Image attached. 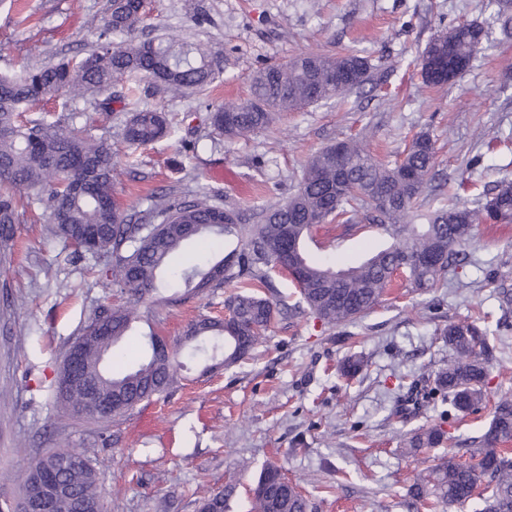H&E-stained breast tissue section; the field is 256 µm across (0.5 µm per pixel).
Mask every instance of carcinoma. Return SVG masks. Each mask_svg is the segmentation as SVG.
Wrapping results in <instances>:
<instances>
[{
  "instance_id": "carcinoma-1",
  "label": "carcinoma",
  "mask_w": 512,
  "mask_h": 512,
  "mask_svg": "<svg viewBox=\"0 0 512 512\" xmlns=\"http://www.w3.org/2000/svg\"><path fill=\"white\" fill-rule=\"evenodd\" d=\"M147 18L145 0H112L103 18L99 41L78 61L27 68L0 75V258L13 247L19 223L16 192L48 183L50 232L73 253L108 254L112 264L101 276L106 288H117L134 302L156 290L171 257L190 241L224 238L230 248L221 259L186 267L177 273L180 302L208 288L232 285L237 291L224 302L227 318L199 317L187 336H224V366L245 359L274 318L273 302L261 290L273 287L271 272L288 268V259L274 244L286 233L304 241L322 224H353L364 215L393 239L356 266L335 271L300 249L298 312L310 314L325 326H338L369 313L384 301L396 279L400 287L433 292L446 285L448 269L464 263L465 251L476 238L479 224L512 223V182L504 179L475 206L443 201L424 214L417 205L436 164L435 142L427 133L415 136L404 156L392 165L367 152L362 142L348 138L328 145L307 160L296 190L280 203L249 215L236 205L221 207L203 197L181 201L167 193L152 197L151 206L128 214L112 192L114 155L107 142L82 131H67L44 118L23 120L29 105L61 95L84 97L107 92L126 81L121 97L129 113L124 139L145 146L167 136L166 113L145 107L135 84L147 77L166 90H203L215 79L216 64L200 43L173 40L164 46L137 33ZM451 49L444 68L448 77L461 74L493 43V24H460L448 29ZM352 73L350 83H335L336 68ZM374 64L365 52L351 48L336 55L301 54L282 65L258 70L249 97L226 99L208 115L214 130L238 138L267 130L282 112L296 110L359 91L373 80ZM135 319L129 306H102L77 338L82 350L81 372L102 395L112 397V410L87 409L83 388L68 381L66 367L56 379V399L75 418L109 421L132 414L154 395L167 390L179 366L178 351L152 352L122 373L108 370L101 357L126 335ZM440 335L454 356L434 373L425 397H441L460 412H476L487 397V367L491 356L488 330L477 321L446 325ZM487 430L476 446L455 452L436 465L426 484L409 491L408 512L423 505L434 509L472 499L478 512H512V400L494 403ZM449 440L439 426L420 428L408 437L409 451L437 448ZM81 465L66 479L79 494L106 512L97 489L89 449L74 450ZM257 484L264 493L251 496L249 512H307L308 502L280 467L269 464Z\"/></svg>"
}]
</instances>
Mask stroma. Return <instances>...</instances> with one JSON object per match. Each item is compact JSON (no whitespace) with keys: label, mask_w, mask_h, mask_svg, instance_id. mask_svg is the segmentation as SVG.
<instances>
[{"label":"stroma","mask_w":512,"mask_h":512,"mask_svg":"<svg viewBox=\"0 0 512 512\" xmlns=\"http://www.w3.org/2000/svg\"><path fill=\"white\" fill-rule=\"evenodd\" d=\"M110 0H0V74L85 56L98 38L95 24ZM500 0H149L143 38L174 36L204 43L221 62L201 93L164 91L140 81L143 104L184 117L158 142L130 151L120 103L96 108L92 98L63 95L26 110V118L83 127L117 155L114 194L122 209L143 211L152 195L181 200L209 196L260 210L298 183L311 154L359 138L373 156L401 157L412 138L429 133L438 151L425 205L451 195L460 173L475 205L497 181H512V36L447 85L428 88L411 62L439 30L480 23ZM357 46L376 65L375 83L347 101H323L282 113L267 130L227 139L210 126V110L247 97L252 75L301 53L336 54ZM38 194L16 229V245L0 262V504L16 503L35 458L60 448L94 449L93 466L108 512H197L210 491L233 485L226 512H246L247 497L267 463L280 466L309 501V512H407L404 495L449 448L482 435L488 410L465 415L450 405L420 402L407 419L399 382L424 388L451 352L439 332L448 323L485 318L495 357L488 367V400L512 397V224H483L462 267L429 293L400 290L355 322L321 325L289 312L297 298L278 275L270 297L283 301L250 359L224 367L222 350L182 355L174 384L133 415L109 422L61 412L56 376L64 354L103 304L126 303L99 285L106 255L75 259L51 235ZM387 235L372 223L322 225L305 248L316 258L358 263L381 249ZM163 278L140 317L117 344L109 369H124L150 334L183 341L188 323L223 316L228 288H211L181 305ZM368 367L346 379L345 357ZM441 426L449 447L405 449L408 430Z\"/></svg>","instance_id":"obj_1"}]
</instances>
